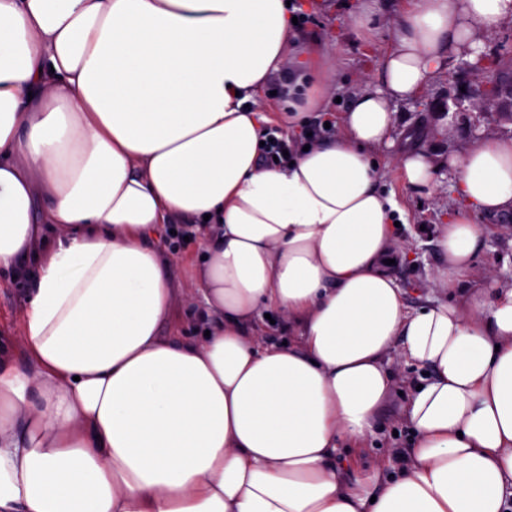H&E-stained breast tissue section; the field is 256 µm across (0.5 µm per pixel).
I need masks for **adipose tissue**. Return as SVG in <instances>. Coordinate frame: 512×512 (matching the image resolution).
I'll return each mask as SVG.
<instances>
[{
    "label": "adipose tissue",
    "mask_w": 512,
    "mask_h": 512,
    "mask_svg": "<svg viewBox=\"0 0 512 512\" xmlns=\"http://www.w3.org/2000/svg\"><path fill=\"white\" fill-rule=\"evenodd\" d=\"M286 0H0V270L30 281L19 345L0 355V512H512V286L475 271L471 214L512 211V138L447 160L396 147L398 107L446 60H477L512 0H406L380 84L336 137L263 165L261 95L295 67L288 128L330 91L320 46L297 48ZM405 186L457 175L433 285L410 312L391 274ZM203 247L177 288L157 246ZM202 303L208 335L164 340ZM275 311L299 344L250 328ZM428 369L399 474L347 481L395 386L388 355ZM188 226L187 224H167L158 240V246L176 260L173 267L174 283L181 288L192 286L190 273L185 265L194 262L199 264L203 255L197 236L189 233L187 235L189 236V242L184 241ZM171 230L177 232V235L171 233ZM178 231L185 233V235L178 237Z\"/></svg>",
    "instance_id": "1"
}]
</instances>
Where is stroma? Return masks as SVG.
Returning <instances> with one entry per match:
<instances>
[{
	"mask_svg": "<svg viewBox=\"0 0 512 512\" xmlns=\"http://www.w3.org/2000/svg\"><path fill=\"white\" fill-rule=\"evenodd\" d=\"M313 9L301 32L298 44L320 42L323 64L332 70L333 95L324 106L326 118L337 121L354 94L378 84L380 58L392 44V29L403 0H377V21L373 32L358 36L351 25V14L358 0H311ZM483 76L464 69L461 59H451L439 71L430 87L419 92L399 108L401 126L417 129L415 147L438 153L463 149L476 133L491 137H512V118L483 108L477 95ZM463 107H456V100ZM380 184L394 191L408 214L410 225L405 236L411 253L393 275L403 292V302L414 310L432 299L447 300L446 292L430 288L442 256L435 239L439 225L447 223L454 208L453 176L440 169L434 186L414 192L403 184L387 153H379ZM473 223L486 227L487 233L474 258L476 270H491L497 284H512V213L495 216L472 215ZM163 251L175 260L174 282L191 287L188 264L200 262L203 252L197 236L183 238L164 231L158 240ZM28 297L26 281L12 273L0 272V349L12 350L20 331V313ZM413 364H401L395 375V394L375 416L370 433L358 447L341 446L336 452V466L343 475L354 477L370 470L378 461L401 467L402 454L411 447L413 432L404 419L405 394L409 383L420 376Z\"/></svg>",
	"mask_w": 512,
	"mask_h": 512,
	"instance_id": "1",
	"label": "stroma"
}]
</instances>
